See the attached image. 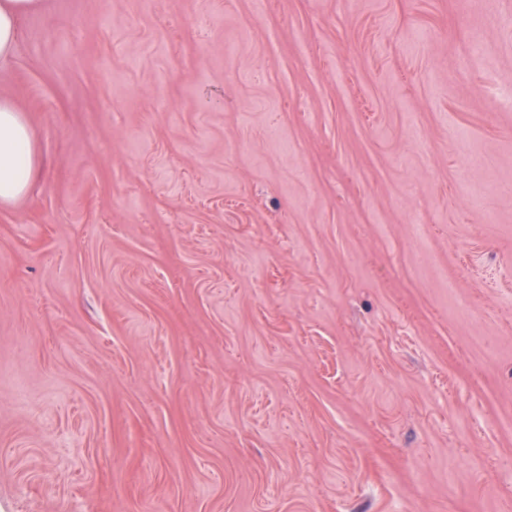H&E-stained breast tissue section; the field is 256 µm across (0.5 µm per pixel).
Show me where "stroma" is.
<instances>
[{
    "instance_id": "obj_1",
    "label": "stroma",
    "mask_w": 512,
    "mask_h": 512,
    "mask_svg": "<svg viewBox=\"0 0 512 512\" xmlns=\"http://www.w3.org/2000/svg\"><path fill=\"white\" fill-rule=\"evenodd\" d=\"M44 3L0 512H512V0Z\"/></svg>"
}]
</instances>
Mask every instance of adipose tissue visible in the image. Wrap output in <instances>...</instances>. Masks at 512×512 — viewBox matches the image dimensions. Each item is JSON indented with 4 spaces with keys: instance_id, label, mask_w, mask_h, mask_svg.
Instances as JSON below:
<instances>
[{
    "instance_id": "obj_1",
    "label": "adipose tissue",
    "mask_w": 512,
    "mask_h": 512,
    "mask_svg": "<svg viewBox=\"0 0 512 512\" xmlns=\"http://www.w3.org/2000/svg\"><path fill=\"white\" fill-rule=\"evenodd\" d=\"M42 0H0V61L10 58L23 17L40 9ZM38 155L23 113L0 99V204L29 192L37 177Z\"/></svg>"
}]
</instances>
